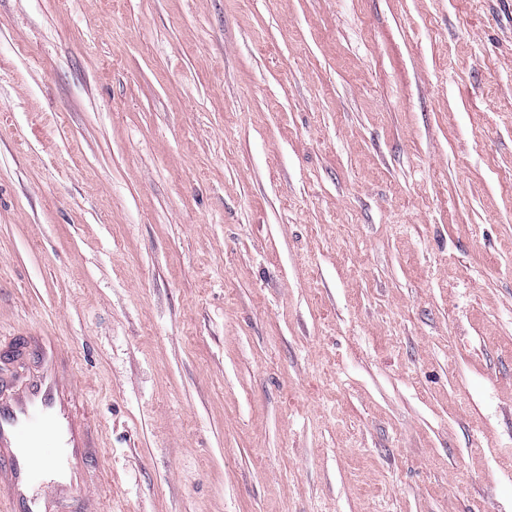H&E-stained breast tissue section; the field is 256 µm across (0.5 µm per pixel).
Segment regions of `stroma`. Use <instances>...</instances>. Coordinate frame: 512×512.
I'll list each match as a JSON object with an SVG mask.
<instances>
[{
    "mask_svg": "<svg viewBox=\"0 0 512 512\" xmlns=\"http://www.w3.org/2000/svg\"><path fill=\"white\" fill-rule=\"evenodd\" d=\"M107 512H512V0H0V335Z\"/></svg>",
    "mask_w": 512,
    "mask_h": 512,
    "instance_id": "1",
    "label": "stroma"
}]
</instances>
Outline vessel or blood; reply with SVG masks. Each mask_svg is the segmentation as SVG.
<instances>
[{
	"label": "vessel or blood",
	"mask_w": 512,
	"mask_h": 512,
	"mask_svg": "<svg viewBox=\"0 0 512 512\" xmlns=\"http://www.w3.org/2000/svg\"><path fill=\"white\" fill-rule=\"evenodd\" d=\"M106 476L74 350L45 331L0 336V512H104Z\"/></svg>",
	"instance_id": "b4317fda"
}]
</instances>
